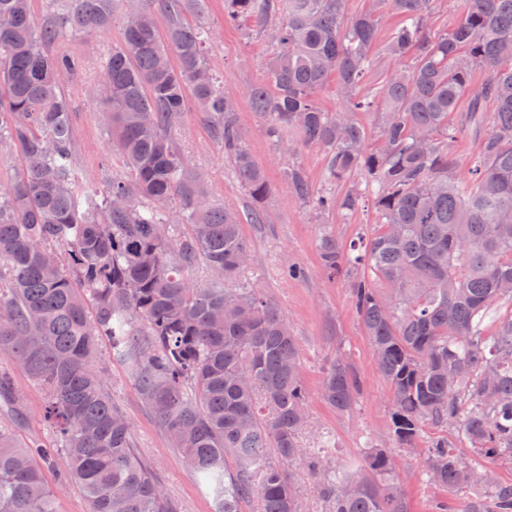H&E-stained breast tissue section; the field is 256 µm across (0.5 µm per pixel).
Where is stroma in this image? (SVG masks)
<instances>
[{"mask_svg": "<svg viewBox=\"0 0 512 512\" xmlns=\"http://www.w3.org/2000/svg\"><path fill=\"white\" fill-rule=\"evenodd\" d=\"M206 13L214 33L207 50L208 65L235 100L244 143L263 168L271 189L263 223L242 224L250 257L239 281L279 306L301 350L309 412V422L301 434L303 445L314 451L322 441H330L331 467L362 475L371 440L384 434L388 427L390 391L377 370L372 346L356 313L351 278H332L323 272L319 243L324 234L330 233L342 249H349L372 235L377 216L367 204L349 214L340 210L324 213L293 199L286 177L292 164L305 171L316 193L341 197L352 184L326 179L322 147L301 143L286 156L267 137L262 119L251 109L247 91L267 79L268 43L264 37L225 25L224 0H207ZM120 38L121 21L116 18L105 31L67 34L53 46L54 51L79 55L86 63L81 75L65 81L64 89L75 109L77 161L90 181L101 185L119 175L120 167L109 161L111 139L99 122L101 101L91 95L90 89L107 51ZM175 135L191 155L212 198L241 214H249L252 201L238 182L223 146L212 140L202 115L185 112ZM340 353L348 356L360 381L357 404L345 414L336 412L321 398L324 372ZM98 367L113 398L134 425L139 452L153 465L177 512H211L209 499L179 463L152 413L141 403L124 367L105 354ZM0 373L9 376L13 388L12 401H0V425L53 446L54 432L43 418L44 390L1 356ZM426 446L421 438L413 445L390 450L392 479L409 512H436L438 501L445 496L425 476Z\"/></svg>", "mask_w": 512, "mask_h": 512, "instance_id": "obj_1", "label": "stroma"}]
</instances>
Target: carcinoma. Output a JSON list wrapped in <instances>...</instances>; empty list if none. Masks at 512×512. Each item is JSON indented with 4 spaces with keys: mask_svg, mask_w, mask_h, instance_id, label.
Listing matches in <instances>:
<instances>
[{
    "mask_svg": "<svg viewBox=\"0 0 512 512\" xmlns=\"http://www.w3.org/2000/svg\"><path fill=\"white\" fill-rule=\"evenodd\" d=\"M369 2L351 14L348 0H224V23L255 27L271 47L267 81L249 90L267 135L286 154L296 138L321 146L331 181L362 175L338 201L313 195L293 165V198L352 212L369 197L378 216L375 233L346 253L324 236L320 258L331 277L360 266L371 274L351 288L391 389L389 429L371 447L370 477L328 473L323 442L311 461L317 491L328 512H408L385 445L453 428L483 463L433 437L427 480L485 488L471 512H512V483L491 468L512 461V0H464L437 30L424 24L432 0ZM32 3L0 0V140L22 156L15 177L0 179V355L45 391L58 444L0 426V512H57L51 469L81 487L87 512H177L96 367L103 343L212 512H240L252 499L257 512H302L287 470L307 457L296 338L275 303L229 287L249 260L241 217L212 201L175 137L184 112L202 113L252 199L251 223H263L269 183L207 65L205 0H49L40 22ZM119 12L121 40L94 92L123 173L98 189L74 162L63 90L82 60L49 47L106 30ZM389 12L400 17L382 47L392 68L368 87ZM333 76L341 106L328 112L316 95ZM359 112L375 114L372 147ZM466 135L476 151L454 154ZM173 202L186 232L172 246ZM200 264L205 283L192 278ZM359 391L337 354L323 400L349 413Z\"/></svg>",
    "mask_w": 512,
    "mask_h": 512,
    "instance_id": "cac0c4a2",
    "label": "carcinoma"
}]
</instances>
